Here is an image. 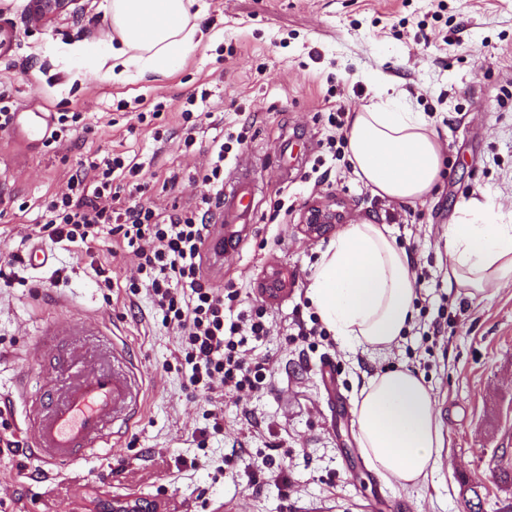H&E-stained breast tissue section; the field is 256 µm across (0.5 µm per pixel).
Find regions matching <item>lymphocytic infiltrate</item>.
<instances>
[{
  "mask_svg": "<svg viewBox=\"0 0 512 512\" xmlns=\"http://www.w3.org/2000/svg\"><path fill=\"white\" fill-rule=\"evenodd\" d=\"M138 171V164L119 155L91 163L70 180L67 192L46 204L40 235L89 247L99 243L104 226H111L137 261L139 276L129 281L130 294L147 292L163 324L178 332L188 385L211 395L262 388L266 360L249 362L245 355L269 333L264 310L225 315L223 291L202 270L209 226L200 208L171 215L142 206L113 208L116 173Z\"/></svg>",
  "mask_w": 512,
  "mask_h": 512,
  "instance_id": "lymphocytic-infiltrate-1",
  "label": "lymphocytic infiltrate"
}]
</instances>
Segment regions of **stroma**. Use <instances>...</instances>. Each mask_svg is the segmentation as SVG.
<instances>
[{
	"label": "stroma",
	"mask_w": 512,
	"mask_h": 512,
	"mask_svg": "<svg viewBox=\"0 0 512 512\" xmlns=\"http://www.w3.org/2000/svg\"><path fill=\"white\" fill-rule=\"evenodd\" d=\"M101 2L46 28L27 25L28 0L0 10L14 35L0 53V92L31 112L81 113L90 127L52 147L42 134L0 131V259L29 252L44 201L79 166L109 152L136 158L127 203L170 214L205 193L213 140L245 130L224 171L253 158L252 222L206 271L241 307L266 310L270 334L256 353L270 377L214 402L192 392L175 330L146 294L126 290L130 256L110 240L91 250L46 243V265H21L0 287V417L21 428L54 384L42 354L84 344L52 336L63 319L95 323L99 342L128 353L144 405L110 444L64 466L47 469L27 450L0 454V512H89L99 495L154 500L164 512H467L465 479L481 482L483 512H498L507 492L497 474L512 467V285L480 299L449 286L445 230L475 196L512 214V0H207L203 37L176 71L132 82L101 80L91 65L74 74L59 54L108 40ZM381 82L442 145L438 185L412 205L373 195L327 145L338 115L367 104ZM191 96L192 130L182 115ZM328 199L344 203L349 223L388 225L422 278L413 324L387 353L291 337L295 319L315 313L309 278L329 243L301 234L299 216ZM272 267L286 286L269 299L259 283ZM391 369L423 379L442 425L441 461L423 486L382 481L358 449L355 398ZM213 408L222 429L200 435Z\"/></svg>",
	"instance_id": "obj_1"
}]
</instances>
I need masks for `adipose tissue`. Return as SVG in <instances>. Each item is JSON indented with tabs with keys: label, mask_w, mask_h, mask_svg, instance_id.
Returning a JSON list of instances; mask_svg holds the SVG:
<instances>
[{
	"label": "adipose tissue",
	"mask_w": 512,
	"mask_h": 512,
	"mask_svg": "<svg viewBox=\"0 0 512 512\" xmlns=\"http://www.w3.org/2000/svg\"><path fill=\"white\" fill-rule=\"evenodd\" d=\"M192 0H106L112 42L70 46L74 65L93 57L105 80L167 76L193 46ZM349 160L370 191L401 204L429 196L441 167L436 129L400 99L378 89L353 112L347 132ZM448 283L469 297L512 284V224L491 200L471 199L446 229ZM308 296L320 320L341 342L385 353L414 318L417 283L409 254L387 225L365 220L340 230L321 253ZM358 445L383 481L424 483L444 446L431 390L406 370L371 378L355 401Z\"/></svg>",
	"instance_id": "obj_1"
}]
</instances>
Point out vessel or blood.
<instances>
[{
  "label": "vessel or blood",
  "instance_id": "1",
  "mask_svg": "<svg viewBox=\"0 0 512 512\" xmlns=\"http://www.w3.org/2000/svg\"><path fill=\"white\" fill-rule=\"evenodd\" d=\"M253 165L244 162L224 185V200L212 228L209 252L220 257L225 244L236 242L251 221L246 203L254 190ZM63 377L29 417L25 432L34 454L48 464L73 462L108 442L115 426L126 424L143 404V389L125 351H68L49 358Z\"/></svg>",
  "mask_w": 512,
  "mask_h": 512
}]
</instances>
